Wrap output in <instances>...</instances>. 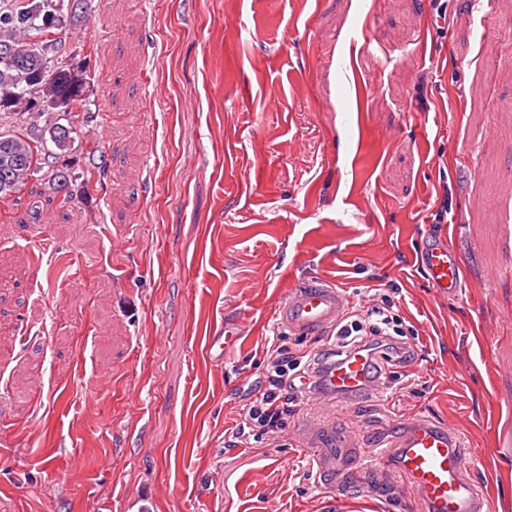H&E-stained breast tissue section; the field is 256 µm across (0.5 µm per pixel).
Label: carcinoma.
Returning <instances> with one entry per match:
<instances>
[{
	"mask_svg": "<svg viewBox=\"0 0 512 512\" xmlns=\"http://www.w3.org/2000/svg\"><path fill=\"white\" fill-rule=\"evenodd\" d=\"M100 0H0V202L40 181L69 198L79 179L99 184L107 175L105 152L80 139L95 121L89 109L94 75L73 62L97 47L66 46L61 33L81 23ZM83 163L71 170L69 154Z\"/></svg>",
	"mask_w": 512,
	"mask_h": 512,
	"instance_id": "1",
	"label": "carcinoma"
}]
</instances>
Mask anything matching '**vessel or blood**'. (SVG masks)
Masks as SVG:
<instances>
[{
  "instance_id": "b4317fda",
  "label": "vessel or blood",
  "mask_w": 512,
  "mask_h": 512,
  "mask_svg": "<svg viewBox=\"0 0 512 512\" xmlns=\"http://www.w3.org/2000/svg\"><path fill=\"white\" fill-rule=\"evenodd\" d=\"M421 267L433 287L447 294L461 286L462 257L446 239H428L420 252ZM348 298L342 289L317 278L289 289L275 307L279 325L291 334L313 336L329 333L343 320ZM243 333L240 322L224 323L208 338L206 350L220 363L231 341ZM365 357L350 355L334 365L325 387L308 394L315 411L300 435L309 446L310 467L316 482L335 504L345 503L347 490L356 484L375 488L397 476L416 508L415 512H490V504L478 488L465 452L454 430L426 418H411L401 436L387 447L370 450L356 432H336V398L352 396L368 384ZM388 463L389 474L369 476L364 465L368 456Z\"/></svg>"
}]
</instances>
